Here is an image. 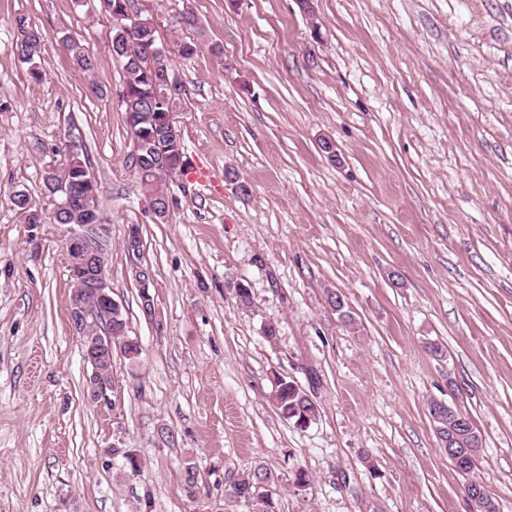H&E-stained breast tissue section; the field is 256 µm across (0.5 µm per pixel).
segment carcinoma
Listing matches in <instances>:
<instances>
[{
    "mask_svg": "<svg viewBox=\"0 0 512 512\" xmlns=\"http://www.w3.org/2000/svg\"><path fill=\"white\" fill-rule=\"evenodd\" d=\"M136 7L135 0H112L115 6L112 14L111 48L124 71V81L120 92L121 107L124 112L126 126H135L143 129L141 138L144 146L139 151V163L142 168L157 167L158 161L165 157L175 162L179 155L184 153L182 137L170 139L166 134L164 124L165 113L174 112L178 102L158 99L154 96L152 87V75L155 70L172 69V54L188 57L196 52L197 46L192 42H175L169 51V56L160 59L149 58V51L160 45L157 30L153 18L145 13L136 16L138 21V36L126 41L124 28L131 25V19L127 17L125 4ZM14 24L28 30L29 40L21 46L14 48V54L22 65L25 66L30 79L38 83L43 78L38 60L45 50L46 34L33 26L26 17L18 16ZM67 49L78 65L85 72L94 69V59L89 52L74 39L68 41ZM88 166L84 154H76L69 158L68 163L61 169L50 164L44 169L43 182L45 191L55 193L60 200L71 196L72 210L80 211L90 206L97 205L96 198L87 193V189L80 182L84 167ZM139 187L149 198V205L153 206L161 202L164 191L156 178L146 176L138 181ZM31 197L22 189L13 192V204L22 224H58L70 219L71 213L67 212L56 217L50 212L34 213V209L28 207ZM112 348L121 351L122 356L132 364L138 363L141 356L139 344H129L127 335V321L123 311L112 313ZM97 376L101 385L107 388V392L114 391L112 375V358L105 357L96 362ZM274 406L279 415L286 421L298 426L302 423H312L319 414L318 402L310 392L299 386L296 382L286 378L275 381ZM440 403L431 399L428 401V413L433 418L434 432L440 443H448L452 448L465 450V458L462 466L458 467L461 474L470 476L477 468V453L482 444L479 430L474 426L470 417L457 408L445 411L441 419H436L434 409ZM112 454L122 458L123 471L127 474H136L141 466V458L130 448H114ZM277 485L271 479V471L258 465L252 470L239 475L225 490V495L237 501H259L260 512H273L275 507L274 495Z\"/></svg>",
    "mask_w": 512,
    "mask_h": 512,
    "instance_id": "1",
    "label": "carcinoma"
}]
</instances>
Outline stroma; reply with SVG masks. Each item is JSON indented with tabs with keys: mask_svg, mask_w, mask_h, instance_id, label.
Returning a JSON list of instances; mask_svg holds the SVG:
<instances>
[{
	"mask_svg": "<svg viewBox=\"0 0 512 512\" xmlns=\"http://www.w3.org/2000/svg\"><path fill=\"white\" fill-rule=\"evenodd\" d=\"M310 5L148 0L161 41L197 45L173 61L175 120L208 174L168 183L177 204L161 224L125 165L123 70L98 0H0V512H257L225 489L259 464L276 512H468L432 398L472 418L476 475L512 512V0ZM20 14L48 35L38 83L13 52ZM71 141L98 182L107 283L142 348L135 365L113 354L108 405L84 396L66 229L29 228L12 202L19 188L41 197ZM239 280L250 306L228 289ZM279 377L316 397L310 426L278 414ZM114 444L142 457L136 475Z\"/></svg>",
	"mask_w": 512,
	"mask_h": 512,
	"instance_id": "obj_1",
	"label": "stroma"
}]
</instances>
